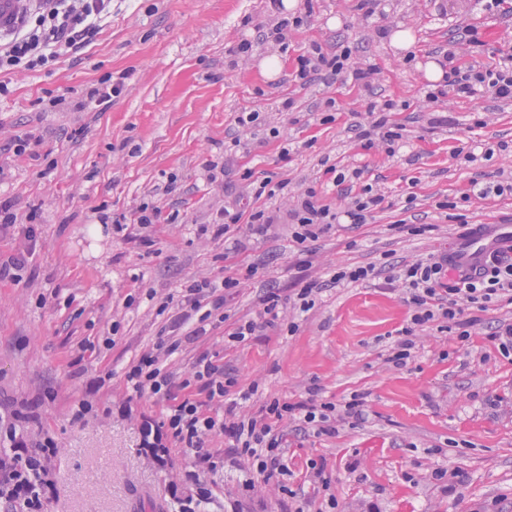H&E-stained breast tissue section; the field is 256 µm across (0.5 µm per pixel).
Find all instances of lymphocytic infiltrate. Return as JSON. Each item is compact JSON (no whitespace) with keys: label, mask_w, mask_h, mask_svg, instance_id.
I'll return each mask as SVG.
<instances>
[{"label":"lymphocytic infiltrate","mask_w":512,"mask_h":512,"mask_svg":"<svg viewBox=\"0 0 512 512\" xmlns=\"http://www.w3.org/2000/svg\"><path fill=\"white\" fill-rule=\"evenodd\" d=\"M112 16V0H22L19 16L7 39L0 40V96L9 91L6 78L16 73L53 71L61 59L77 54L91 45ZM335 78L342 75L360 81L370 74L369 69L354 66L350 49L336 52L312 44L298 58L297 75L308 79L314 74ZM449 93L458 98H472L485 89L496 96L512 100V55L501 56L491 65L473 64L467 68L450 67L445 75ZM393 101L370 103L367 129L361 133L364 149L382 142L395 147L403 139L402 129L390 124L387 114L393 111ZM383 193L364 188L358 196L334 207L325 204L320 190L307 187L298 195L288 212L294 226L297 243L319 238L340 219L352 224L370 223L374 212L383 203ZM275 218L263 209L243 215L239 205L228 204L217 211L213 222L214 236L221 237L248 227L252 234H264ZM447 256L420 258L406 264L396 280L410 307V321L402 329V337L394 347L391 360L400 365L411 356L412 338L417 333L443 323L457 330L459 339H467L473 325L464 316L465 307L487 310L499 302L512 304V252L501 250L490 255L482 269L457 278L448 276ZM238 278L227 276L221 281L202 280L185 285L182 303L183 320L207 325L212 317L206 301L217 290L239 287ZM262 307L253 316L238 320L230 333L232 340L241 342L249 336H260L279 325L295 329V322L286 321L283 301L276 292H268L261 300ZM179 340L167 337L158 340L154 348L144 353L137 364L126 373V384L137 397L154 399L171 392V379L166 362L180 348ZM216 368L208 357H199L193 379L204 392V399L186 397L170 406L160 422V439L146 442L153 455H161L165 444L189 451L194 466L202 472H216L225 457H240L246 464L241 472V485L254 490L257 483L279 484L287 475L283 461V440L278 427L285 421H298L313 434L335 433V405L315 402L288 403L270 400L260 411L249 414L241 410L237 400L230 397V384L217 380ZM35 417L27 412L13 411L10 419L0 418V500L16 512H47L52 482L48 463L56 453L52 437L42 436L34 445H27L23 432ZM222 434L229 445L218 451L207 447L210 435Z\"/></svg>","instance_id":"f902f5d3"}]
</instances>
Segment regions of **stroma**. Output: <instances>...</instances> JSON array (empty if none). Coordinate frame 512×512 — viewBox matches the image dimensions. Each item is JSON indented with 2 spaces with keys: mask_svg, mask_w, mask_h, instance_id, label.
I'll return each instance as SVG.
<instances>
[{
  "mask_svg": "<svg viewBox=\"0 0 512 512\" xmlns=\"http://www.w3.org/2000/svg\"><path fill=\"white\" fill-rule=\"evenodd\" d=\"M290 14L302 23L281 45L263 36L279 16L269 0H112L94 43L53 73L11 77L0 97V197L19 218L34 216L38 236L25 268L0 276V415L29 406L33 433L54 438L49 512H176L192 461L175 447L160 462L145 452L144 435L169 402L133 397L125 373L179 315L183 285L228 275L240 280L223 307L229 320H211L203 336L189 323L176 330L181 347L169 371L187 377L199 355H213L235 392H249L247 412L273 398L358 403L332 436L284 425L291 490L319 503L333 495L340 512H512V352L494 338L512 322V304L469 310L476 323L464 343L434 327L421 332L397 367L388 349L410 309L387 287L404 263L447 252L461 223L512 222V194L468 195L472 183L512 172V155L498 149L512 144V101L488 89L430 102L424 72L449 51L462 66L512 51V0L491 13L474 0H376L368 18L357 0H297ZM465 23L480 46L463 41ZM400 28L416 40L410 50L391 41ZM242 39L253 50L238 60ZM315 42L350 47L358 66H374L372 77L299 80L297 58ZM272 56L282 69L269 78L260 65ZM107 74L125 76L123 94L88 103ZM285 99L292 111H279ZM386 99L405 134L392 156L382 143L361 148L352 130L367 123L369 103ZM437 109L447 121L434 127ZM251 111L265 120L256 132L238 123ZM235 137L242 148L225 156ZM474 142L491 156L465 162L458 150ZM210 161L224 166L213 182ZM329 163L360 169L352 194L369 185L386 200L372 223L337 224L312 242V266L302 265L288 224L261 237L208 232L212 213L235 200L287 213L292 199H255L252 186L270 178L295 191L324 184ZM447 200L460 201L462 222L445 219L438 205ZM143 202L175 223L119 230L99 221ZM401 219L433 230H393ZM369 264L376 273L364 282L337 286L326 277ZM302 279L316 280L320 292L295 332L282 326L229 340L232 322L257 310L264 288L288 297ZM84 400L91 411L73 420ZM314 461L325 465L328 494L313 491ZM439 469L453 473L454 493L442 491ZM238 476L230 467L204 474L213 495L201 512H281L276 488L245 492Z\"/></svg>",
  "mask_w": 512,
  "mask_h": 512,
  "instance_id": "35a3bbf8",
  "label": "stroma"
}]
</instances>
